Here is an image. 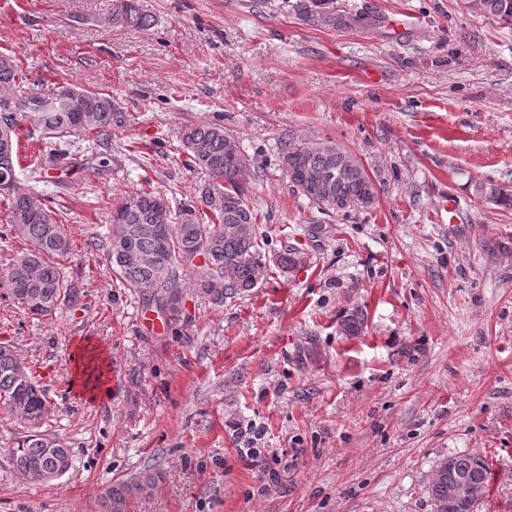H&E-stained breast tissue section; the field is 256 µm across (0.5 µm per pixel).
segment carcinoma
<instances>
[{
  "mask_svg": "<svg viewBox=\"0 0 512 512\" xmlns=\"http://www.w3.org/2000/svg\"><path fill=\"white\" fill-rule=\"evenodd\" d=\"M469 8L512 25V0H469ZM101 22L136 29L152 25L151 16L142 11L138 0H112ZM24 121L51 135L82 132L98 138L109 137L112 128L123 126L125 113L112 94L78 85L60 86L50 94L36 92L29 87L17 57L0 52V198L8 205L12 235L28 245L0 274V288L7 289L25 312L47 317L77 303L80 294L56 262L71 250L64 224L35 186H19L17 149ZM234 144L220 123L184 126L178 145L160 154L159 163L174 166L186 157L191 167L206 175L197 203L175 208L156 191H139L124 197L112 211L105 245L113 272L123 287L158 310L178 301L173 320L183 313L189 271L194 273L196 292L217 304L227 295L255 288L271 263L284 273L307 263V252L299 242L267 256V233L257 223L242 185L249 158ZM279 162L291 186L324 214L344 215L375 204L378 190L362 163L330 138L286 141ZM475 191L492 204L512 206L511 190L479 182ZM199 207L204 210L205 222L197 219ZM363 327L360 309L343 315L345 335L356 336ZM0 404L24 424L9 451L13 468L34 482L64 476L73 457L65 443L44 429L51 405L13 346L4 342H0ZM461 476L487 484L486 461L468 452L453 455L450 468L436 465L427 485L433 512H473V501L448 508V484ZM130 493L125 483L110 487L103 497V512H125Z\"/></svg>",
  "mask_w": 512,
  "mask_h": 512,
  "instance_id": "1",
  "label": "carcinoma"
}]
</instances>
